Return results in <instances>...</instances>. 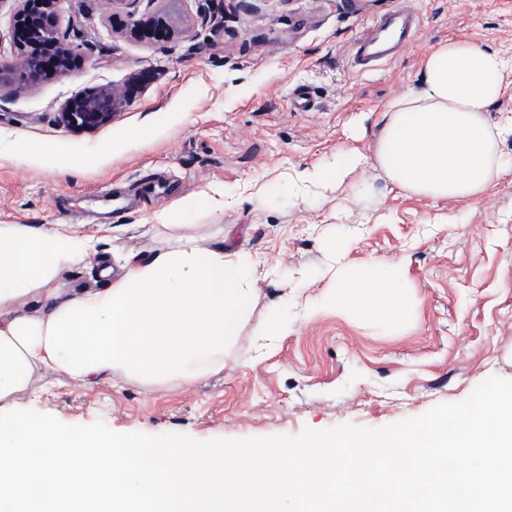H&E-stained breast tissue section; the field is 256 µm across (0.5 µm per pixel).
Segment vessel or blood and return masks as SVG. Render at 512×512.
Instances as JSON below:
<instances>
[{"mask_svg": "<svg viewBox=\"0 0 512 512\" xmlns=\"http://www.w3.org/2000/svg\"><path fill=\"white\" fill-rule=\"evenodd\" d=\"M420 27L418 15L401 7L387 17L373 20L368 30L354 42L351 65L370 72L400 55Z\"/></svg>", "mask_w": 512, "mask_h": 512, "instance_id": "obj_1", "label": "vessel or blood"}]
</instances>
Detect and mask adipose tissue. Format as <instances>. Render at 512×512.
Instances as JSON below:
<instances>
[{
  "mask_svg": "<svg viewBox=\"0 0 512 512\" xmlns=\"http://www.w3.org/2000/svg\"><path fill=\"white\" fill-rule=\"evenodd\" d=\"M507 64L494 51L449 40L428 56L417 89L390 103L373 146L378 167L401 189L434 200L486 193L500 168L488 122ZM90 240L53 226H0V409L44 368L86 385L116 374L168 387L221 372L260 295L249 256L178 238L131 258L109 287L71 297L50 287L91 255ZM41 304L30 314L23 300ZM406 317L394 267L368 262L343 276L322 305Z\"/></svg>",
  "mask_w": 512,
  "mask_h": 512,
  "instance_id": "adipose-tissue-1",
  "label": "adipose tissue"
}]
</instances>
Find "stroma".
<instances>
[{
    "mask_svg": "<svg viewBox=\"0 0 512 512\" xmlns=\"http://www.w3.org/2000/svg\"><path fill=\"white\" fill-rule=\"evenodd\" d=\"M400 0H174L155 41L124 28L155 0H61L63 38L80 69L0 96V226L63 224L94 237L92 261L52 283L68 296L103 288L129 255L149 257L186 232L248 254L260 304L221 374L156 389L42 371L17 408L68 425L199 441L299 435L342 424L381 428L459 402L490 376L512 379V170L462 202L399 190L376 166L385 106L414 84L428 54L459 40L512 59V0H409L421 22L401 56L370 73L354 40ZM127 96L92 131L59 114L85 86ZM363 160L340 188L301 193L296 172ZM398 263L413 302L403 323L354 309L304 316L336 292V274ZM287 319L269 342L265 322Z\"/></svg>",
    "mask_w": 512,
    "mask_h": 512,
    "instance_id": "stroma-1",
    "label": "stroma"
}]
</instances>
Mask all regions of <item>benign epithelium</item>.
<instances>
[{
    "mask_svg": "<svg viewBox=\"0 0 512 512\" xmlns=\"http://www.w3.org/2000/svg\"><path fill=\"white\" fill-rule=\"evenodd\" d=\"M13 26V85L31 90L41 80L42 50L55 53L54 70L59 75L75 70L81 53L61 37L55 20L61 0H16ZM125 94L110 86H86L67 99L62 121L69 127L96 129L112 120Z\"/></svg>",
    "mask_w": 512,
    "mask_h": 512,
    "instance_id": "benign-epithelium-1",
    "label": "benign epithelium"
}]
</instances>
